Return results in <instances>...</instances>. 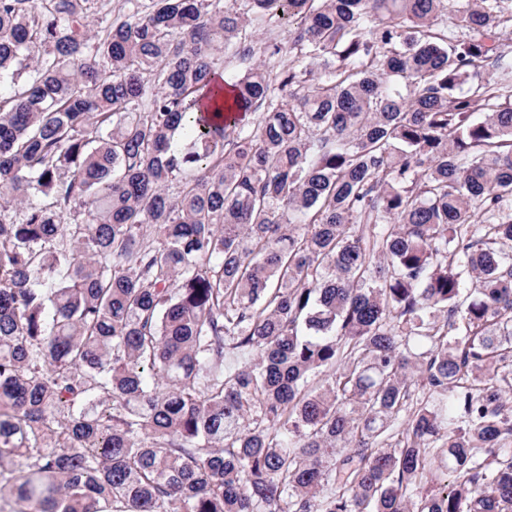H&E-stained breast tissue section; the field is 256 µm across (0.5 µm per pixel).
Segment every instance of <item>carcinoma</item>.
I'll use <instances>...</instances> for the list:
<instances>
[{
    "label": "carcinoma",
    "mask_w": 512,
    "mask_h": 512,
    "mask_svg": "<svg viewBox=\"0 0 512 512\" xmlns=\"http://www.w3.org/2000/svg\"><path fill=\"white\" fill-rule=\"evenodd\" d=\"M91 2L0 0V502L512 512V0Z\"/></svg>",
    "instance_id": "obj_1"
}]
</instances>
